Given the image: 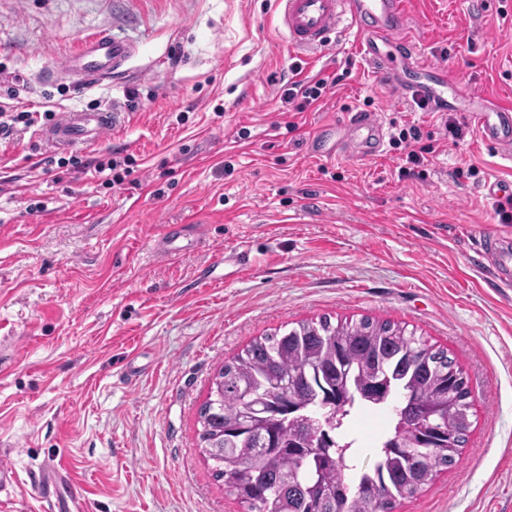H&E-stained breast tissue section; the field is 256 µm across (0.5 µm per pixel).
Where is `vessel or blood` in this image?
I'll return each mask as SVG.
<instances>
[{
  "label": "vessel or blood",
  "mask_w": 512,
  "mask_h": 512,
  "mask_svg": "<svg viewBox=\"0 0 512 512\" xmlns=\"http://www.w3.org/2000/svg\"><path fill=\"white\" fill-rule=\"evenodd\" d=\"M279 15L283 36L289 48L317 51L327 46L331 37L352 28L364 57L377 67L380 76L401 98L415 94L417 84L407 71L421 70L419 50L409 33L407 0H280ZM136 49L127 40L109 34L86 39L79 51L62 61L61 67L74 84L94 87L103 83L117 85L124 78L126 66ZM448 72L440 70L435 86L427 94L430 105L443 109L450 101L469 105V119L480 136L500 149L512 161V103L491 102L468 93L464 87L453 88L452 98H445ZM120 122L116 111L71 110L59 113L55 123L43 130L42 138L54 146L76 147L104 138ZM385 139V124L379 113L355 112L341 127L323 126L317 135L316 157L338 159L347 154L371 156L378 153ZM485 257L503 286H512V250L496 237L486 241ZM50 477L64 481L67 498L52 499L50 487L40 484L39 492L51 498L50 512H84V497L62 466H52Z\"/></svg>",
  "instance_id": "obj_1"
}]
</instances>
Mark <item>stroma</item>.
Instances as JSON below:
<instances>
[{"instance_id":"35a3bbf8","label":"stroma","mask_w":512,"mask_h":512,"mask_svg":"<svg viewBox=\"0 0 512 512\" xmlns=\"http://www.w3.org/2000/svg\"><path fill=\"white\" fill-rule=\"evenodd\" d=\"M410 25L427 68L512 97V0H412ZM98 33L132 42L153 78L80 89L54 72ZM344 69L306 111L283 107L291 82ZM1 106L122 118L75 149L37 127L0 138V453L15 479L0 512H46L37 478L61 459L85 512H245L203 458L198 410L252 339L322 316L405 326L468 381L459 463L395 512H512V288L481 253L484 234L512 235L483 190L512 181V163L466 113L394 97L354 32L316 54L288 50L276 0H0ZM358 110L422 138L311 156L321 125ZM420 147L423 165L401 177ZM114 155L129 169L115 187L70 162ZM459 167L474 177L455 178ZM188 224L206 246L157 247L163 226ZM242 250L229 273L225 255ZM131 351L135 381L123 376ZM385 424L346 420L357 467L375 462Z\"/></svg>"}]
</instances>
